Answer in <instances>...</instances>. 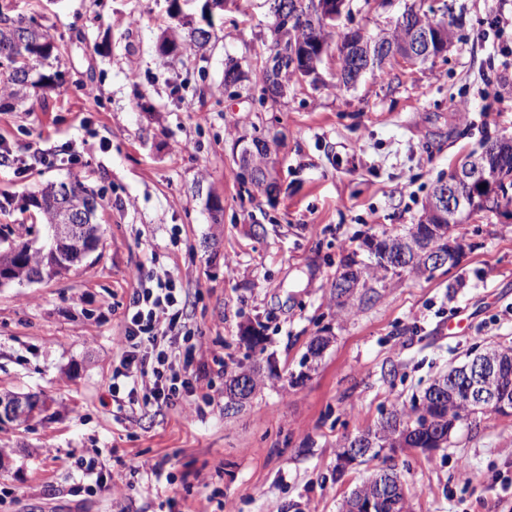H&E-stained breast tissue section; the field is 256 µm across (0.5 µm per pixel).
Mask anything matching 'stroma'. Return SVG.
Wrapping results in <instances>:
<instances>
[{
  "label": "stroma",
  "instance_id": "obj_1",
  "mask_svg": "<svg viewBox=\"0 0 512 512\" xmlns=\"http://www.w3.org/2000/svg\"><path fill=\"white\" fill-rule=\"evenodd\" d=\"M5 2L49 32L61 52L35 70L64 82L0 110L13 156L0 162V224L25 234L40 218L21 196L78 180L101 198V241L66 274L0 286V395L51 404L0 424V512H112L116 497L126 512H339L375 469L337 470L340 442L474 348L512 345V206L463 224L458 266L378 283L358 313H339L331 288L366 235L419 223L461 157L512 138V0H350L336 31L378 36L412 5L451 24L453 43L341 89L325 56L318 85L295 82L276 103L250 77L273 53L267 0H228L191 57L159 51L170 0ZM232 64L247 78L228 88ZM257 130L282 140L271 195L239 179L235 144ZM42 151L53 165L31 166ZM140 269L186 292L176 346L195 350L175 368L197 382L147 408L113 378ZM251 323L262 349L241 339ZM316 336L331 342L291 385ZM222 364L264 380L229 413ZM387 463L407 512H512V415L468 417L447 447Z\"/></svg>",
  "mask_w": 512,
  "mask_h": 512
}]
</instances>
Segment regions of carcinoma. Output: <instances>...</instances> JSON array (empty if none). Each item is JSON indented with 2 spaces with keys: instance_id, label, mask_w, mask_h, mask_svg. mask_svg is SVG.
Returning <instances> with one entry per match:
<instances>
[{
  "instance_id": "cac0c4a2",
  "label": "carcinoma",
  "mask_w": 512,
  "mask_h": 512,
  "mask_svg": "<svg viewBox=\"0 0 512 512\" xmlns=\"http://www.w3.org/2000/svg\"><path fill=\"white\" fill-rule=\"evenodd\" d=\"M417 22L431 34V53L421 58L425 62L440 52L436 29L443 26V22L432 19L425 13L420 14ZM335 26L336 22L332 20L323 22L317 18L312 22L308 20L304 23H293L289 16L282 17L274 28V54L284 60L286 79H301L295 70L287 69L294 49L304 47L309 54L317 51L328 53L330 43L327 29ZM162 45L180 49L185 56H194L201 51V45L195 37V27L188 28L184 24L171 29V33L163 37ZM54 49L56 46L48 31L27 25L1 8L0 99L7 97L19 101L26 96L30 87L52 88L57 85L61 81L58 74H41L38 78H33L32 62L48 58ZM75 200L82 201L91 219H96L100 206L98 194L77 180L51 183L23 197L24 207L37 208L45 225L59 220L62 211ZM462 223L464 219L461 218L457 223L438 224L426 214L419 223L410 225L401 233L384 232L378 239L372 235L365 237L362 245L374 255L375 263L364 264L356 260L354 253L340 261V272L333 283L336 307L352 314L377 294L371 283L401 276L385 258L388 243L394 240L404 242L408 262L412 263L417 274L424 275L428 272L424 248L432 245L448 256L452 255V250L463 248L465 237L461 232ZM62 270L64 267L50 246L27 239L18 241L9 225L0 226V275H7L11 282L21 286L45 276L54 277L61 274ZM482 353L488 356V375L484 381L486 395L512 399V346L487 347ZM460 371L461 368L454 367L447 374L435 379L423 395L413 402L411 408L394 405L382 415L375 428L345 438L338 458L346 457L356 446L374 448L375 457L382 448L448 447V440L457 423L469 416L483 413L480 407L469 402L465 380L460 377ZM242 378L251 380L252 389L260 387V380L254 372L242 368L227 376V397L237 395L239 380ZM400 482V474L389 468L367 479L361 489L381 485L383 500L377 512H396L393 495Z\"/></svg>"
}]
</instances>
